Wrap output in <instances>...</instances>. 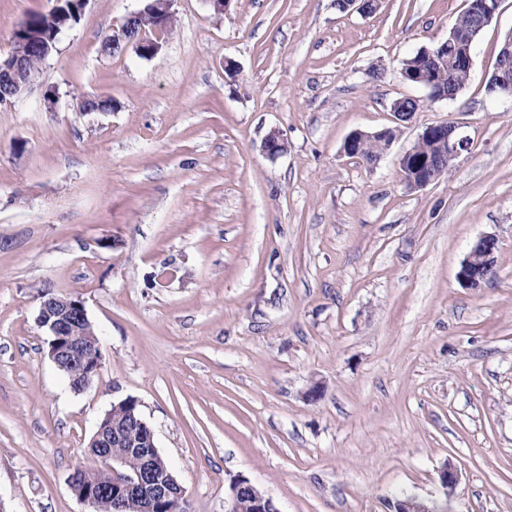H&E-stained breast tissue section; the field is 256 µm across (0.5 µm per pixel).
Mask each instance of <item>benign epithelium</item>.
Masks as SVG:
<instances>
[{
  "instance_id": "obj_1",
  "label": "benign epithelium",
  "mask_w": 512,
  "mask_h": 512,
  "mask_svg": "<svg viewBox=\"0 0 512 512\" xmlns=\"http://www.w3.org/2000/svg\"><path fill=\"white\" fill-rule=\"evenodd\" d=\"M172 0H147L146 6L128 15L119 25L108 32V42L112 48L125 52L132 46L139 56L152 58L161 49V36L158 30L170 15ZM502 0H481L475 5V22L471 34L465 39L448 35V39L435 44V51H452V57L459 66L473 65L474 48L477 36L499 13ZM53 20L54 29L50 37L38 43L43 58L48 59L56 50L59 35L72 27L71 16L65 7V0H53V5L45 11ZM141 26L140 39L129 38L135 26ZM25 54L14 48L0 57V101L13 102L31 93L41 85V74L31 73L24 66ZM495 78L489 92L512 99V31L509 32L495 63ZM388 129L369 133L356 131L344 142L343 153L350 156L363 139L375 136L381 138L382 151L390 149L392 141L387 136ZM434 140L438 150L428 156L414 158L421 143ZM471 141L462 132V124L450 119L444 123L429 125L418 135L416 142L399 159L403 166L412 160V168L405 169L403 180L411 189H420L437 180L438 171L454 164L462 152L470 150ZM287 150V138L278 128L271 129L262 143V151L268 157H275ZM497 239L492 235L481 237L471 249L459 271V281L465 288H478L488 278L495 267ZM39 327L45 329L50 341L48 356L57 368L67 363L79 368L65 370L70 387L76 392L88 388L98 375L102 353L98 337L88 317L85 303L78 297L60 295L47 289L39 297L37 315ZM133 403L131 399L114 405L100 421L97 431L90 439L91 448H108L112 442L125 443L141 449V469L135 475H125L117 482L113 503L116 512H156L158 503L172 500L178 504L188 501L186 489L177 481L172 471L159 466L161 455L156 446L154 433L143 419L134 420V427L121 425L118 417ZM441 484L451 493L459 482L456 467L448 462L439 474ZM69 487L77 498L88 507H93L99 494L97 486L78 469L69 477ZM248 497L252 512H279L272 498L259 490L249 479L238 477L230 485L229 512H237L239 499ZM394 512H432L422 501L414 497L399 499L394 504Z\"/></svg>"
}]
</instances>
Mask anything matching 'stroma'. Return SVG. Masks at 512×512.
I'll list each match as a JSON object with an SVG mask.
<instances>
[{"label":"stroma","mask_w":512,"mask_h":512,"mask_svg":"<svg viewBox=\"0 0 512 512\" xmlns=\"http://www.w3.org/2000/svg\"><path fill=\"white\" fill-rule=\"evenodd\" d=\"M50 5L0 0V54ZM143 6L89 0L42 87L0 103V512H89L67 479L95 466L88 443L127 398L190 512H228L239 476L279 512H392L402 496L512 512V100L486 87L512 0L450 102L400 69L447 39L466 0H378L369 14L231 0L221 15L173 0L155 57L102 54ZM94 95L111 113L80 115ZM401 98L424 106L383 158L344 155L351 132L391 126ZM451 118L470 150L408 188L400 155ZM274 127L288 147L272 159ZM488 234L495 272L463 288ZM45 284L80 297L99 338L83 392L47 355Z\"/></svg>","instance_id":"35a3bbf8"}]
</instances>
